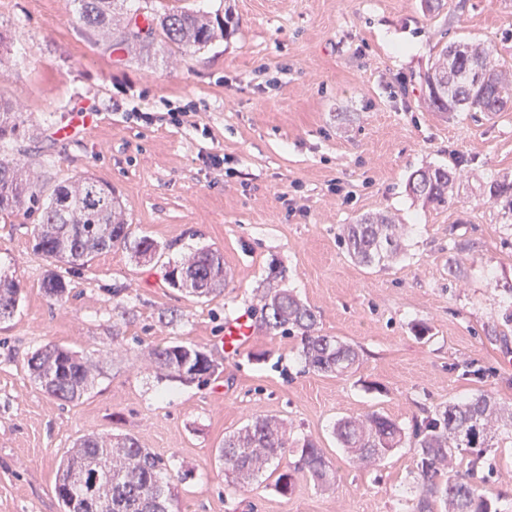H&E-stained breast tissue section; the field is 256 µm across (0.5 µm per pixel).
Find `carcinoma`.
<instances>
[{
  "instance_id": "carcinoma-1",
  "label": "carcinoma",
  "mask_w": 512,
  "mask_h": 512,
  "mask_svg": "<svg viewBox=\"0 0 512 512\" xmlns=\"http://www.w3.org/2000/svg\"><path fill=\"white\" fill-rule=\"evenodd\" d=\"M81 23L100 31L118 44L136 46L145 52L175 46L200 50L213 41L216 32L229 35L234 18L208 17L191 8H152L137 17L128 13L126 0H73ZM429 106L438 112H500L512 99V83L503 79L492 62L490 48L483 43L443 46L425 74ZM25 134L24 121L5 98L0 97V213L18 212L23 207L41 212L36 249L49 258L72 266H84L95 256L118 247L133 246L141 258L153 259L158 244L147 236L132 237L131 225L112 186L89 175L69 184L45 188L23 174L10 158L9 150ZM453 173L445 168L427 169L409 181L410 191L430 204L448 199ZM400 225L384 216L368 217L344 225L348 254L366 266H380L400 247ZM187 281L186 293L207 299L223 292L227 274L223 255L217 248L195 250L173 267ZM45 294L59 302L67 284L57 276L43 281ZM20 285L13 278L0 277V315L13 314ZM255 312L266 330L302 335L304 367L326 375L344 376L359 365V353L351 345L318 334L314 311L286 288H262L256 294ZM149 358L167 376L206 383L219 364L195 345L167 344L153 348ZM93 360L58 346L47 345L28 360L34 381L49 395L65 401L79 400L91 385ZM335 434L347 453L380 459L402 447L405 432L395 420L377 412L362 418L337 422ZM416 455L415 482L420 491L415 512H433L440 504L448 512H491L488 499L474 481L480 455L472 458L463 473L447 474L443 467L460 448H511L512 404L501 403L494 394L481 391L471 397L443 405L413 426ZM290 453L299 455L295 465H286L275 487L286 496L295 487L294 470H305L321 484L335 478L324 449L307 441L299 448L288 447L282 424L256 418L224 438L219 454L224 461L227 485L234 487L258 477L267 464ZM173 464L125 435L110 440L87 435L76 450L59 464L55 490L64 512H175L176 485Z\"/></svg>"
}]
</instances>
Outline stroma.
<instances>
[{
  "instance_id": "35a3bbf8",
  "label": "stroma",
  "mask_w": 512,
  "mask_h": 512,
  "mask_svg": "<svg viewBox=\"0 0 512 512\" xmlns=\"http://www.w3.org/2000/svg\"><path fill=\"white\" fill-rule=\"evenodd\" d=\"M210 13L235 30L198 51L142 53L78 20L72 0H0V96L27 132L11 156L50 186L87 174L112 184L135 236L131 250L82 267L37 253L36 215L0 214V275L21 293L0 319V512H62L60 458L89 433L129 434L184 473L178 512H411L415 422L480 391L512 402V211L491 197L512 182V104L487 117L428 108L423 75L442 46L481 41L512 81V0H160ZM81 137L57 136L77 113ZM148 120H139V113ZM189 118L173 123L172 113ZM442 167L448 200L427 205L408 183ZM382 215L405 225L383 266L353 260L344 225ZM224 255L221 295L198 299L165 274L194 250ZM317 315L319 334L354 345L358 370L308 372L301 335L255 328L243 354L224 352V322L254 315L272 267ZM492 268L496 281L483 271ZM69 284L57 303L41 283ZM171 342L212 353L208 383L165 377L149 352ZM93 354L78 401L47 395L28 359L47 344ZM380 412L403 447L357 463L338 447V419ZM324 448L337 470L321 487L296 473L228 489L218 450L256 417ZM487 498L512 512V448L483 451Z\"/></svg>"
}]
</instances>
